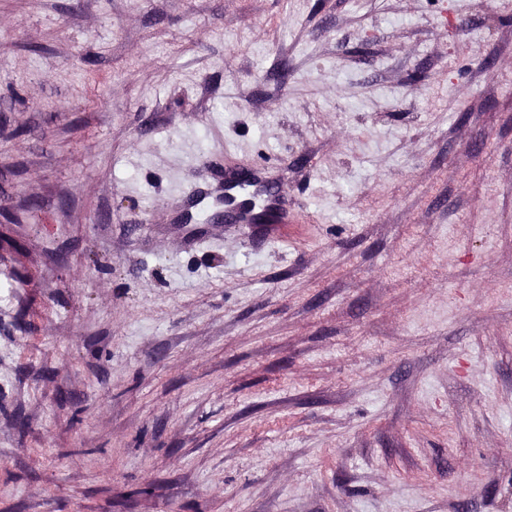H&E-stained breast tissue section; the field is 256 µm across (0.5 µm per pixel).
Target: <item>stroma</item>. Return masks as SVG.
<instances>
[{
  "label": "stroma",
  "mask_w": 512,
  "mask_h": 512,
  "mask_svg": "<svg viewBox=\"0 0 512 512\" xmlns=\"http://www.w3.org/2000/svg\"><path fill=\"white\" fill-rule=\"evenodd\" d=\"M0 512H512V0H0Z\"/></svg>",
  "instance_id": "1"
}]
</instances>
